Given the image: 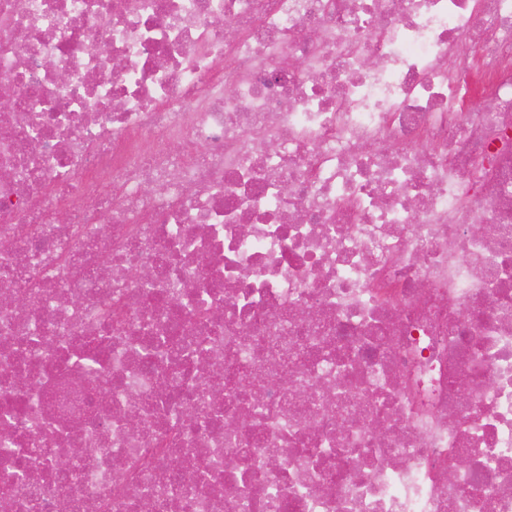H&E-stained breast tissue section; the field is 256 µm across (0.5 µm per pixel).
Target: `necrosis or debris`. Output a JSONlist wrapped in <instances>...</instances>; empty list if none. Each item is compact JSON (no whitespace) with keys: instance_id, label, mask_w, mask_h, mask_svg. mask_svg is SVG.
Wrapping results in <instances>:
<instances>
[{"instance_id":"1","label":"necrosis or debris","mask_w":512,"mask_h":512,"mask_svg":"<svg viewBox=\"0 0 512 512\" xmlns=\"http://www.w3.org/2000/svg\"><path fill=\"white\" fill-rule=\"evenodd\" d=\"M1 89L0 512H512V0H0Z\"/></svg>"}]
</instances>
